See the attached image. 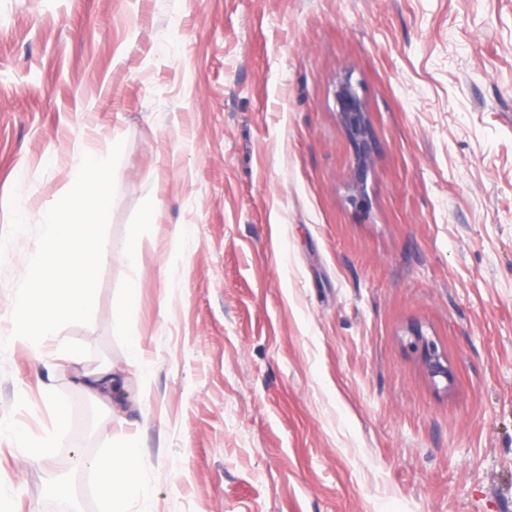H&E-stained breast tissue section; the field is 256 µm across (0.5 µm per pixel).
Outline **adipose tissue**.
Here are the masks:
<instances>
[{"mask_svg":"<svg viewBox=\"0 0 512 512\" xmlns=\"http://www.w3.org/2000/svg\"><path fill=\"white\" fill-rule=\"evenodd\" d=\"M138 449L129 447L121 454L99 462L96 466L100 491L110 504L109 512H129L130 502L142 493L137 469Z\"/></svg>","mask_w":512,"mask_h":512,"instance_id":"ef3b65f1","label":"adipose tissue"}]
</instances>
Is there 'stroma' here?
I'll return each mask as SVG.
<instances>
[{"mask_svg":"<svg viewBox=\"0 0 512 512\" xmlns=\"http://www.w3.org/2000/svg\"><path fill=\"white\" fill-rule=\"evenodd\" d=\"M118 141L95 319L0 362L38 446L0 443L5 512H107L128 445L155 512H512V0H0V232ZM52 397L84 422L46 450ZM337 102L342 119L353 138L362 147L359 155L358 173H362L366 167V142L368 131L363 116L360 98L355 88L350 84H343L337 92ZM156 213L154 210H146L141 218L139 224L131 225L126 244L123 248L126 266L129 272L128 279V293L135 295L138 288V275L140 271L141 262V224H153L156 220ZM88 378L89 383L87 384L83 381V387L99 399H107L112 387H116L124 381L123 377L113 372V370L107 366L90 374Z\"/></svg>","mask_w":512,"mask_h":512,"instance_id":"stroma-1","label":"stroma"}]
</instances>
